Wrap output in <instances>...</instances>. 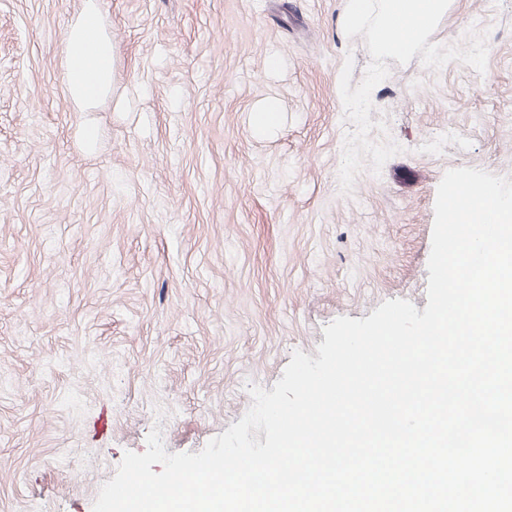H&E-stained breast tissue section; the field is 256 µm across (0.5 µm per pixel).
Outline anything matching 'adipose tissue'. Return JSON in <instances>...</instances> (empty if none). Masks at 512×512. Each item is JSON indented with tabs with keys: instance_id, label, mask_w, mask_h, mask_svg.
<instances>
[{
	"instance_id": "1",
	"label": "adipose tissue",
	"mask_w": 512,
	"mask_h": 512,
	"mask_svg": "<svg viewBox=\"0 0 512 512\" xmlns=\"http://www.w3.org/2000/svg\"><path fill=\"white\" fill-rule=\"evenodd\" d=\"M99 23L94 0H86L64 34L67 94L82 111L94 106L112 85V41L100 31Z\"/></svg>"
}]
</instances>
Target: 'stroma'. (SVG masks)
Here are the masks:
<instances>
[{
  "label": "stroma",
  "mask_w": 512,
  "mask_h": 512,
  "mask_svg": "<svg viewBox=\"0 0 512 512\" xmlns=\"http://www.w3.org/2000/svg\"><path fill=\"white\" fill-rule=\"evenodd\" d=\"M96 4L112 86L82 112L84 0H0V512H92L153 428L199 452L334 319L424 310L446 171L512 179V0H451L429 37L486 33L484 73L390 61L370 118L402 151L349 194L346 0Z\"/></svg>",
  "instance_id": "obj_1"
}]
</instances>
